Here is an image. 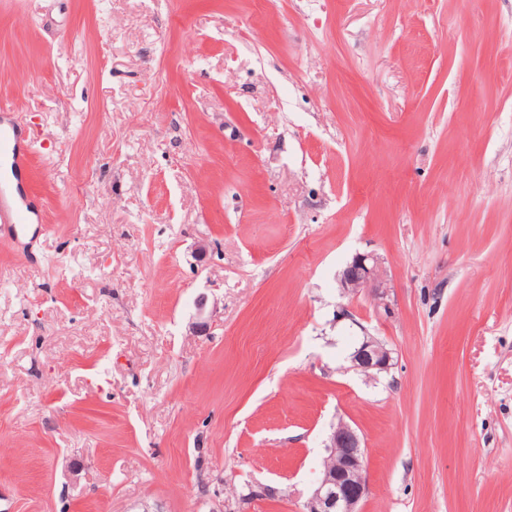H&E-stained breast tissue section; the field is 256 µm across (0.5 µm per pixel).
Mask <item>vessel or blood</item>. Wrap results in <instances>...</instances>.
I'll use <instances>...</instances> for the list:
<instances>
[{
  "instance_id": "vessel-or-blood-1",
  "label": "vessel or blood",
  "mask_w": 512,
  "mask_h": 512,
  "mask_svg": "<svg viewBox=\"0 0 512 512\" xmlns=\"http://www.w3.org/2000/svg\"><path fill=\"white\" fill-rule=\"evenodd\" d=\"M10 112V107L0 108V165L13 177L12 183L0 184V244L16 248L28 225L44 223L45 206L30 193L33 147L25 130L9 121Z\"/></svg>"
}]
</instances>
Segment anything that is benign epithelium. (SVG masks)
Masks as SVG:
<instances>
[{
    "label": "benign epithelium",
    "instance_id": "7a95c632",
    "mask_svg": "<svg viewBox=\"0 0 512 512\" xmlns=\"http://www.w3.org/2000/svg\"><path fill=\"white\" fill-rule=\"evenodd\" d=\"M343 293L368 294L376 306L388 308L380 258L359 253L340 275ZM352 367L372 380L386 375L394 365L393 351L381 339L364 335L350 355ZM326 448L332 464L325 467L315 482L304 512H360L359 504L368 491L363 442L349 424L340 422L328 436Z\"/></svg>",
    "mask_w": 512,
    "mask_h": 512
}]
</instances>
